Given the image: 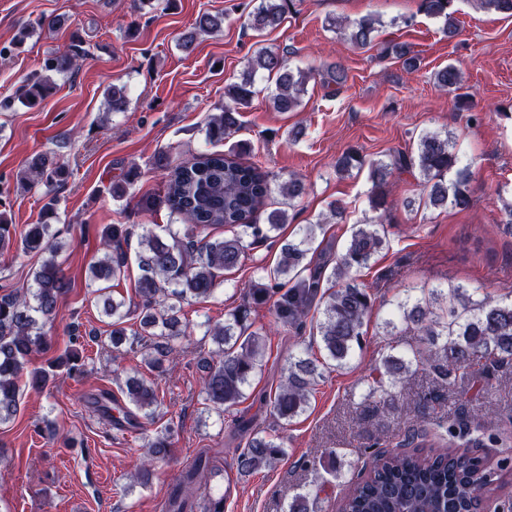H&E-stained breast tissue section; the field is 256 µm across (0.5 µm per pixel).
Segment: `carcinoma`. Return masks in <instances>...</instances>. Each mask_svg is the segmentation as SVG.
<instances>
[{"label":"carcinoma","mask_w":512,"mask_h":512,"mask_svg":"<svg viewBox=\"0 0 512 512\" xmlns=\"http://www.w3.org/2000/svg\"><path fill=\"white\" fill-rule=\"evenodd\" d=\"M293 0H259L250 13L249 26L256 32L281 25ZM486 12L512 17V0H477ZM419 11L439 21L448 38L458 33L456 0H420ZM224 17L201 14L195 31L183 39L184 48L192 45L195 35L221 29ZM382 21L367 14L347 24L350 41L364 48L373 44ZM87 55L84 41L73 34L55 55L46 59L42 70L29 74L17 90L19 99L30 106L39 104L53 89L49 72L65 73ZM381 56H392L403 68L414 72L420 59L404 43H387ZM274 81L269 96L278 112H294L302 104L312 70L292 66L288 52L258 50L249 58L239 80L225 86L227 103L213 115L206 135L212 142L230 140L239 130V110L250 104L256 94L257 73ZM324 83L337 88L347 79L343 69L327 65L322 72ZM436 85L454 94L460 111L470 110L460 93L462 79L453 64L435 71ZM106 97L110 110L123 112L128 106L127 86L112 84ZM247 144L234 142L226 152L202 153L173 165L159 152L151 166L165 179L162 192L142 198L137 209L151 214L166 209L185 221L184 231L172 225L154 228L146 224H109L101 233L104 257L90 265L95 281H115L129 268L130 241L137 237L136 259L141 275L137 282L140 303L136 306L138 326L127 327L130 312L122 311L124 302L102 293L103 313L112 318L108 339L118 349L132 339L141 348L164 351L191 335L190 324L181 320V303L205 299L226 282V275L236 269L248 250L272 244L276 232L288 223V211L269 208L276 175L256 163L242 161ZM368 168L373 189L371 207L379 219L390 218L391 203L385 186L393 173H418L429 192L421 204L429 208L453 206L465 209L470 204L469 166L461 161L449 137L426 132L419 138L416 151H397L389 160L365 164L353 149L336 160V170L349 173ZM455 179L448 181V173ZM70 172L49 153L31 157L16 175L17 186L38 188L46 199L42 221L16 233L7 214L0 212V250L15 248L23 253H40L44 258L32 273V284L24 291L11 290L0 295V422L17 412L19 397L26 388L42 389L53 375L43 368H28L33 352L48 347L47 332L58 315V303L70 282L57 261L58 232L51 221L56 219L58 193L68 182ZM137 176L133 166L119 181L112 182L109 194L115 199L127 196ZM282 195L293 201L305 193L302 181L289 177L278 184ZM224 227L231 236L198 237L209 228ZM321 224H308L300 239L286 241L280 247L276 265L262 268V275L252 281L247 297L232 310L224 322L202 323L204 335L217 344L216 365H205L203 390L205 400L219 413L231 414L245 398V388L261 371L264 362L265 332L255 327L252 314L272 304L277 327L284 333L303 328L310 312L318 313L316 330L320 337L323 359L290 358L274 396L268 406L279 421L290 422L306 410L327 368H343L363 342V327L370 316L374 300L368 287L357 282V274L368 266L372 257L388 240L378 224H355L336 263L315 262L310 254ZM398 314L385 322L386 335H392L397 322L406 324L420 336V345L411 351L388 346L367 378L368 397L392 405L397 393L392 387L406 390L418 374H427L456 388L465 398L476 387L478 374L490 368L512 364V301H496L482 293L474 296L457 287L452 294L441 289L432 291L427 301L411 295L397 305ZM122 393L126 405L110 406L111 397L103 392L95 404L116 423L131 424L138 417L153 422L160 405L156 391L137 376L126 379ZM117 410L121 417L112 415ZM435 434L445 441L443 449L415 442L419 434L407 439L413 449L403 452L378 451L367 473L350 484L342 512H478L482 498L477 494L481 479L480 460L467 447L481 444V416L453 421L438 419ZM150 460L159 463L171 454V435L164 429L148 440ZM285 449L274 436L263 431L249 433L245 448L238 451L234 466L247 476L271 464ZM206 454L198 455L184 471L183 478L164 503L165 512H224V494L208 495L204 506L196 504L190 490L209 469Z\"/></svg>","instance_id":"1"}]
</instances>
